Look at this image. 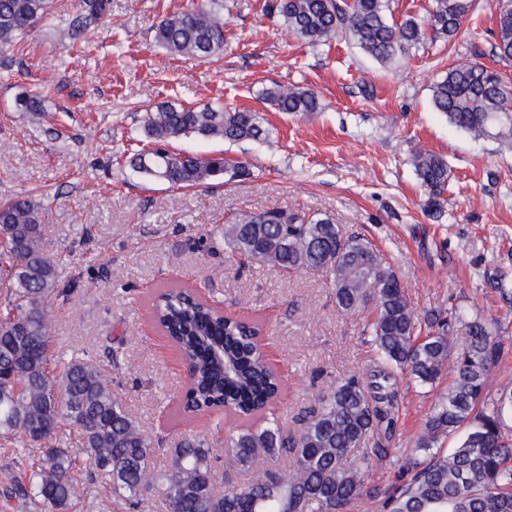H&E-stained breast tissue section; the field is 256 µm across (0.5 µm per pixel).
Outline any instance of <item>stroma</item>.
Wrapping results in <instances>:
<instances>
[{"label": "stroma", "instance_id": "obj_1", "mask_svg": "<svg viewBox=\"0 0 512 512\" xmlns=\"http://www.w3.org/2000/svg\"><path fill=\"white\" fill-rule=\"evenodd\" d=\"M205 2L109 0L107 22L79 37L39 25L21 48L0 47V200L33 193L46 208L45 242L62 289L49 304L57 355L97 361L142 430L163 438L153 466H166L167 446L185 436L226 441L234 420L181 414L186 368L152 316L166 287L192 289L225 313L267 326L266 356L285 384L278 411L285 428L296 429L298 415L331 383L366 378L374 311L338 310L328 272L288 274L225 248L224 227L241 214L293 209L369 239L419 315L489 325L505 353L484 395L492 402L512 392V148L472 138L431 102L433 85L464 60L512 84V60L493 51L496 0H480L451 39L386 64L345 36L315 45L296 38L267 12L269 0H218L224 50L212 60L155 46V23ZM275 84L315 92L321 110L275 111L262 98ZM23 93L45 94L44 111L21 110ZM165 101L259 112L270 129L263 141L173 142L243 163L248 175L181 188L134 171L127 155L143 137L141 118ZM419 148L448 162L439 220L411 164ZM452 381L448 373L425 386L400 377L391 454L370 460L366 489L344 512H383L403 466L425 461L417 439ZM26 445L18 432L0 438V512H48L11 493L30 471ZM88 471L77 454L73 472L86 490L67 512H129Z\"/></svg>", "mask_w": 512, "mask_h": 512}]
</instances>
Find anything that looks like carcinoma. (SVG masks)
Listing matches in <instances>:
<instances>
[{
	"label": "carcinoma",
	"instance_id": "carcinoma-1",
	"mask_svg": "<svg viewBox=\"0 0 512 512\" xmlns=\"http://www.w3.org/2000/svg\"><path fill=\"white\" fill-rule=\"evenodd\" d=\"M82 13L65 20L77 33L107 14V0H83ZM53 0H0V47L25 43L37 24L55 25ZM477 8V0H433L426 20L397 23L386 15L385 0H270L295 37L310 44L341 34L373 59L386 63L423 43L456 35ZM158 47L172 55L208 59L224 50V17L213 5L164 17L154 28ZM495 53L512 59V0L498 3ZM278 112L299 114L320 108L317 96L299 87L276 85L263 92ZM45 96L24 95L18 105L43 112ZM434 109L475 138L498 125L512 135V87L481 63L448 68L432 87ZM143 132L153 147L140 150L129 165L145 177L171 186L191 187L239 177L243 165L224 158H202L169 148L172 140L195 135L237 143L269 135L263 117L251 110L219 105L196 110L165 103L143 116ZM412 165L429 191L427 206L443 208L448 162L419 150ZM43 205L19 194L0 203V274L10 297L0 309V435L15 431L28 438L37 454L36 468L17 484L14 494L63 512L79 495L72 476L73 458L59 438L62 421L77 432L89 463L112 495L135 506L153 499L176 512H339L365 490L370 469L347 461L369 435H377L374 454L383 461L401 398L398 377L420 385L436 382L444 368L455 373L448 393L437 403L418 439L430 460L385 498L386 512H512V436L503 415L512 411V395L487 403L486 378L501 347L484 323L464 324L465 341L452 353L450 336L459 317L427 323L421 338L419 317L398 279L385 268L379 251L359 235H346L328 218L298 210L245 214L224 226V245L248 259L280 271L302 268L331 272L336 304L351 312L370 303L376 318L365 334L375 359L365 380L334 383L320 406L309 410L295 437L288 436L273 410L281 390L279 375L267 364L261 346L262 324L227 316L182 288L161 293L154 315L178 349L191 374L183 411L200 413L223 407L239 420L240 430L215 447L187 437L170 454L168 466L155 470L154 448L122 397L97 365L73 357L51 375L50 316L47 304L57 294V262L43 234ZM470 430L450 454L432 451L438 441L463 425ZM271 464L255 466L258 451ZM249 476L247 484L215 486L214 463L221 458Z\"/></svg>",
	"mask_w": 512,
	"mask_h": 512
}]
</instances>
